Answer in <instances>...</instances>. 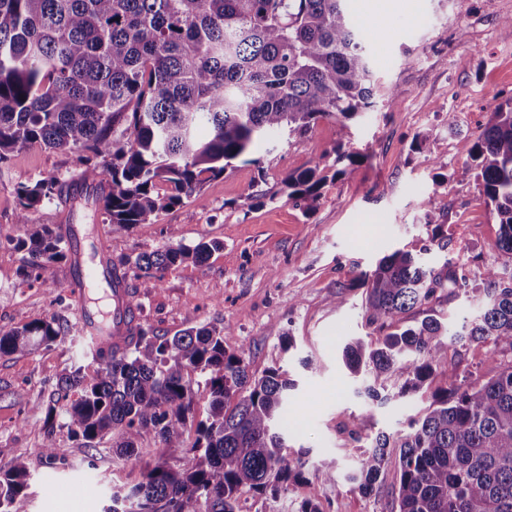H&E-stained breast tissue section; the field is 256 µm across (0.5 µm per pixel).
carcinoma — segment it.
<instances>
[{"instance_id":"carcinoma-1","label":"carcinoma","mask_w":512,"mask_h":512,"mask_svg":"<svg viewBox=\"0 0 512 512\" xmlns=\"http://www.w3.org/2000/svg\"><path fill=\"white\" fill-rule=\"evenodd\" d=\"M372 39L355 26L350 0H0V161L29 144L70 152L110 223L151 224L272 132L302 136L321 119L346 131L374 104ZM459 151L465 161L453 176L481 182L498 218L495 248L512 259V101L478 136L461 138ZM327 178L318 163L286 175V200L313 209ZM61 190L54 176L18 188L26 282L47 280L67 258L57 229L30 218ZM221 249L178 242L127 259L143 291L126 292V303L140 309L164 271L188 261L205 269ZM362 281L366 322L381 338L345 343L351 378L368 381L376 399L390 386L394 398L416 394L437 376L443 385L410 433L375 437L349 480L373 492L398 448L396 512H512V284L487 269L485 310L456 333L461 346L489 341L492 356L508 359L497 377L473 384L455 366L440 369L448 348L436 316L395 328L444 284L467 288L465 262L437 273L399 248ZM67 331L53 318L0 332V357L27 355ZM89 353L97 369L78 367L56 384L70 433L93 450L110 438L127 460L159 443L142 480L112 494L103 512H239L244 493L304 481L281 428L294 381L278 368L252 374L246 349L226 350L224 332L200 326L168 337L139 323L128 350L102 343ZM190 372L207 390L200 421ZM30 487L24 462L0 468V512Z\"/></svg>"}]
</instances>
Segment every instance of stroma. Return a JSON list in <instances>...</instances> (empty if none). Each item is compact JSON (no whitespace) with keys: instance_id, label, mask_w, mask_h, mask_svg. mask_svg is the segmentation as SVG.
Wrapping results in <instances>:
<instances>
[{"instance_id":"35a3bbf8","label":"stroma","mask_w":512,"mask_h":512,"mask_svg":"<svg viewBox=\"0 0 512 512\" xmlns=\"http://www.w3.org/2000/svg\"><path fill=\"white\" fill-rule=\"evenodd\" d=\"M354 10L356 25L378 35L368 48L378 79L402 92L393 105L376 98L351 122V146L364 153L362 163L337 161L339 126L322 120L302 137L268 135L253 147L251 162L234 161L151 224L126 229L109 223L86 189L32 213L37 224L82 227L85 246L104 239L117 266L163 248L173 236L190 246L223 243L208 269L186 262L167 270L160 288L144 299L138 320L160 335L200 325L223 330L226 349L248 347L252 373L279 366L296 380L285 426L289 453L302 459L306 480L274 495H243L240 512H299L306 499L322 512H392V472L369 496L348 476L377 433L406 434L410 417L429 405L431 393L368 408L354 393L340 348L352 338L376 339L365 321L359 275L393 249L412 251L438 272L466 261L467 289L440 288L402 322L414 324L428 313L440 318L449 331V363L474 381L486 382L503 368L489 344L462 348L454 339L483 312L487 267L507 282L512 259L495 248L499 224L481 185L450 179L449 172L464 161L460 138L480 133L494 108L512 100V37L501 28L512 17V0H356ZM450 112L458 117L455 133L448 129ZM417 136L423 140L418 150L412 147ZM317 164L331 177L315 209L306 212L287 202L281 180ZM79 172L73 154L37 144L0 163V330L46 318L70 327L49 348L0 358V468L20 460L32 478L29 495L16 501L13 512H101L113 486L140 479L136 461L114 458L105 448L91 453L64 420L51 429L45 425L59 375L93 362L84 353L78 307L66 290L70 262L55 264L48 281L22 279L25 253L17 241L25 227L17 222V189L47 176L72 186ZM436 224L446 243L442 249L427 234ZM286 336L294 341L288 350ZM307 358L313 369L303 367ZM49 444L59 448L61 462L45 458ZM90 460L95 470H87ZM328 461L336 464L332 482L317 474Z\"/></svg>"}]
</instances>
